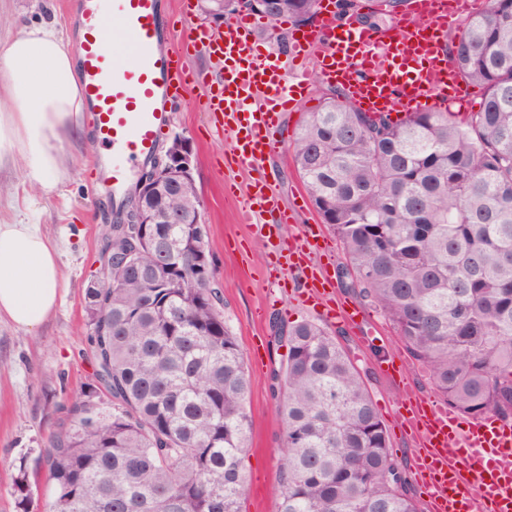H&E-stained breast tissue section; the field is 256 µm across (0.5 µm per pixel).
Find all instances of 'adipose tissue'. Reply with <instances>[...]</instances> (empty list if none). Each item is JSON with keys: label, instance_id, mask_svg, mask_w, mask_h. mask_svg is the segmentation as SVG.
<instances>
[{"label": "adipose tissue", "instance_id": "1", "mask_svg": "<svg viewBox=\"0 0 512 512\" xmlns=\"http://www.w3.org/2000/svg\"><path fill=\"white\" fill-rule=\"evenodd\" d=\"M71 39L54 25L0 40V75L10 111L0 113V162L19 164L28 185L50 192L63 167L61 143L80 130L85 106ZM56 243L39 224H0V320L33 333L62 289Z\"/></svg>", "mask_w": 512, "mask_h": 512}]
</instances>
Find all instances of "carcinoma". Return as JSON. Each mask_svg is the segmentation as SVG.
Wrapping results in <instances>:
<instances>
[{
    "instance_id": "cac0c4a2",
    "label": "carcinoma",
    "mask_w": 512,
    "mask_h": 512,
    "mask_svg": "<svg viewBox=\"0 0 512 512\" xmlns=\"http://www.w3.org/2000/svg\"><path fill=\"white\" fill-rule=\"evenodd\" d=\"M300 24L318 0H270ZM459 78L482 90L448 110L366 112L332 87L292 141L311 202L343 245L348 287L378 308L448 405L512 414V0L450 37ZM160 188L183 224L112 225L116 268L85 290L95 381L63 407L42 457L48 512H244L250 382L211 279L196 188ZM285 462L279 512H419L364 376L326 326L288 325L273 372ZM19 512L38 474L19 467Z\"/></svg>"
}]
</instances>
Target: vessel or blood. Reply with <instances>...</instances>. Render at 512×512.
<instances>
[{"instance_id": "1", "label": "vessel or blood", "mask_w": 512, "mask_h": 512, "mask_svg": "<svg viewBox=\"0 0 512 512\" xmlns=\"http://www.w3.org/2000/svg\"><path fill=\"white\" fill-rule=\"evenodd\" d=\"M79 5L86 35L76 47L78 79L95 114V134L112 151L113 197L126 195L135 165L154 158L176 104L196 80L188 57L207 55L216 62V91L207 110L215 130L231 135L227 164L254 174L243 208L271 257L270 280L297 274L301 296L323 305L326 322L355 325L357 310L336 303L330 276L309 262L318 247L316 232L307 225L286 233L294 211L280 206L266 179L265 157L284 151L281 114L305 98L314 76L341 85L367 112H422L451 102L459 112L470 111L473 92L461 86L443 40L460 16L475 5L487 8L488 0H411L406 17L390 31L337 16L330 0H322L314 28L291 34L279 54L260 50V22L246 15L225 22L216 37L162 25L160 0ZM110 22L132 43V54L101 49L98 32ZM163 36L176 48L160 49ZM402 408L419 440L411 467L430 512H512L511 421L494 415L474 420L421 395Z\"/></svg>"}]
</instances>
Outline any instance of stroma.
<instances>
[{"mask_svg": "<svg viewBox=\"0 0 512 512\" xmlns=\"http://www.w3.org/2000/svg\"><path fill=\"white\" fill-rule=\"evenodd\" d=\"M5 8L7 15L0 19L1 36L23 25L51 20L65 32L71 18L79 13L77 0H6ZM209 92V84L201 81L188 87L161 143L166 146L172 136H184L196 155L193 178L209 226L207 250L213 280L250 379L252 446L244 467L251 493L244 508L246 512H278L284 444L270 373L280 366L286 349L275 341L272 322H316L320 316L302 305L295 281L280 288L267 276L266 249L250 233L241 211L239 194L248 188L251 175L236 166L223 165L229 138L212 127L206 112ZM64 150L65 168L47 195L31 192L19 168L0 166V221L18 224L33 219L44 224L57 243L64 274L58 305L38 333L0 321V512H16L13 479L20 463L45 471L40 452L56 429L62 407L92 381L95 371L84 294L98 267L102 237L115 218V209L111 190L100 186V144L70 136L64 141ZM266 169L283 203L296 207L306 188L290 153L269 158ZM230 183L237 186V193L227 192ZM335 295L338 302L359 311L358 328L341 327L340 341L367 374L366 385L378 406L394 457L409 465L416 443L398 416L400 388L386 376L385 369L395 364L409 387L423 396H434L435 391L424 368L409 358L380 311L343 284H336Z\"/></svg>", "mask_w": 512, "mask_h": 512, "instance_id": "35a3bbf8", "label": "stroma"}]
</instances>
